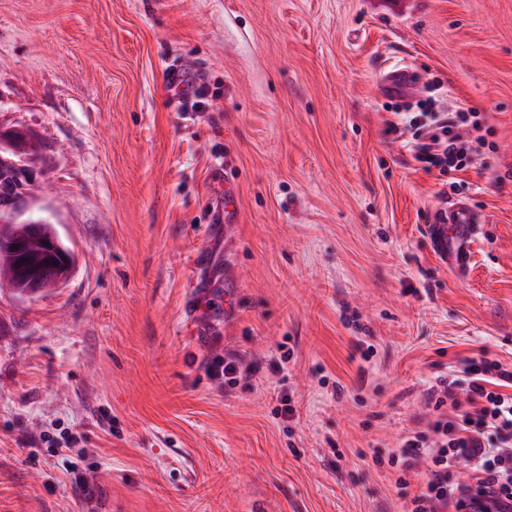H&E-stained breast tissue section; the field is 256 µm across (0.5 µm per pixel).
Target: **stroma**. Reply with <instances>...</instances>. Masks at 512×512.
<instances>
[{
  "label": "stroma",
  "mask_w": 512,
  "mask_h": 512,
  "mask_svg": "<svg viewBox=\"0 0 512 512\" xmlns=\"http://www.w3.org/2000/svg\"><path fill=\"white\" fill-rule=\"evenodd\" d=\"M389 2L0 0V125L46 144L22 216L75 254L0 289V512H403L426 466L387 460L429 388L512 367V0ZM172 61L207 111L171 107ZM396 67L479 113L478 161L414 160ZM460 199L463 279L424 233Z\"/></svg>",
  "instance_id": "obj_1"
}]
</instances>
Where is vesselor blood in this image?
<instances>
[{
    "label": "vessel or blood",
    "mask_w": 512,
    "mask_h": 512,
    "mask_svg": "<svg viewBox=\"0 0 512 512\" xmlns=\"http://www.w3.org/2000/svg\"><path fill=\"white\" fill-rule=\"evenodd\" d=\"M482 222V216L469 203L458 200L443 208L426 227L432 251L457 275H468L471 269L472 243Z\"/></svg>",
    "instance_id": "b4317fda"
}]
</instances>
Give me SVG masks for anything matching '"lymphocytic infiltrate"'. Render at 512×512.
Here are the masks:
<instances>
[{
	"label": "lymphocytic infiltrate",
	"instance_id": "obj_1",
	"mask_svg": "<svg viewBox=\"0 0 512 512\" xmlns=\"http://www.w3.org/2000/svg\"><path fill=\"white\" fill-rule=\"evenodd\" d=\"M473 123L464 108L408 112L397 125L417 162L460 170L484 153L483 136L464 139ZM435 415L427 431L404 436L388 463L406 471L426 461L425 481L411 497L410 512H512V370L489 358L465 360L431 387ZM467 461L468 483L448 472Z\"/></svg>",
	"mask_w": 512,
	"mask_h": 512
}]
</instances>
